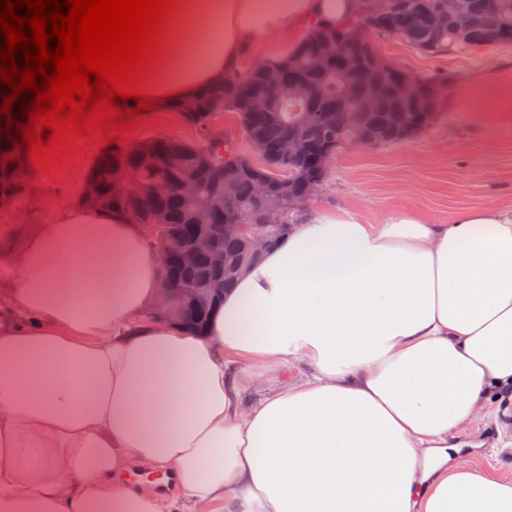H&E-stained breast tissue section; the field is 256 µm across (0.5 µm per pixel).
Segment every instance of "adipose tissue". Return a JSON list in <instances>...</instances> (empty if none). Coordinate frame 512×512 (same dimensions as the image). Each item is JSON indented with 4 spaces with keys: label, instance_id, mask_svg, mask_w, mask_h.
I'll use <instances>...</instances> for the list:
<instances>
[{
    "label": "adipose tissue",
    "instance_id": "ef3b65f1",
    "mask_svg": "<svg viewBox=\"0 0 512 512\" xmlns=\"http://www.w3.org/2000/svg\"><path fill=\"white\" fill-rule=\"evenodd\" d=\"M356 6L176 0L140 91L175 109ZM161 287L121 211L0 226V512H512V482L448 453L512 408V207L303 214L201 334ZM133 462L177 493L131 490Z\"/></svg>",
    "mask_w": 512,
    "mask_h": 512
}]
</instances>
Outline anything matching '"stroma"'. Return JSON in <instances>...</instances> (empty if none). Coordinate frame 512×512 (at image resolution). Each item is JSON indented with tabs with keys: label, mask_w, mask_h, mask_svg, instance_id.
<instances>
[{
	"label": "stroma",
	"mask_w": 512,
	"mask_h": 512,
	"mask_svg": "<svg viewBox=\"0 0 512 512\" xmlns=\"http://www.w3.org/2000/svg\"><path fill=\"white\" fill-rule=\"evenodd\" d=\"M377 52L414 76L444 77L448 93L436 119L411 138L370 146H342L331 159L323 187L310 209L344 207L366 223L380 224L409 207L435 224L457 212L487 205L512 207V114L489 112L482 86L512 79V48L469 55L430 57L398 39L378 38ZM153 137L198 142L196 129L179 112H155L147 124L125 133L133 144ZM95 153L76 154L57 179L39 174L27 200L0 210V225L46 223L56 208L76 203ZM468 448L459 460L512 480V415H489L465 430Z\"/></svg>",
	"instance_id": "1"
}]
</instances>
